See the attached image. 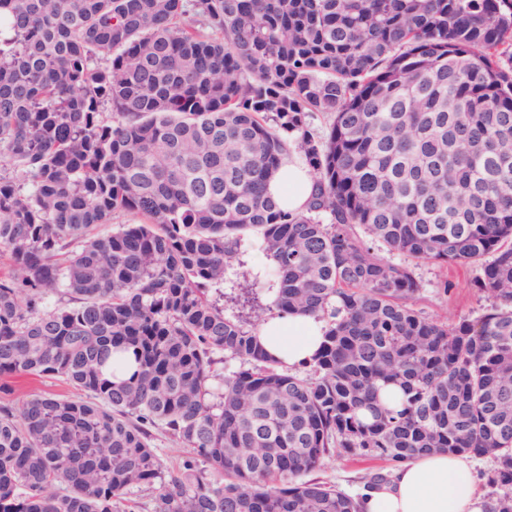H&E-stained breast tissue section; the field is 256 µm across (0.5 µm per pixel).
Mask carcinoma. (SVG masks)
Returning <instances> with one entry per match:
<instances>
[{"instance_id": "1", "label": "carcinoma", "mask_w": 512, "mask_h": 512, "mask_svg": "<svg viewBox=\"0 0 512 512\" xmlns=\"http://www.w3.org/2000/svg\"><path fill=\"white\" fill-rule=\"evenodd\" d=\"M2 18L0 388L85 397L0 401V512H130L135 489L154 512H358L312 478L338 451L489 455V512H512V0H0ZM293 149L303 212L266 192ZM118 213L137 221L98 231ZM251 236L268 310L326 321L302 373L210 299ZM389 253L473 266L493 303L423 317ZM216 353L238 368L216 378ZM155 430L189 449L177 469ZM0 393V399L18 401L33 394L55 396L58 398L79 399L83 392L75 386L58 378H39L25 376L8 383V391Z\"/></svg>"}]
</instances>
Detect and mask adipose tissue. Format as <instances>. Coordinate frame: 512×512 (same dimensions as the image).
Returning <instances> with one entry per match:
<instances>
[{
    "instance_id": "1",
    "label": "adipose tissue",
    "mask_w": 512,
    "mask_h": 512,
    "mask_svg": "<svg viewBox=\"0 0 512 512\" xmlns=\"http://www.w3.org/2000/svg\"><path fill=\"white\" fill-rule=\"evenodd\" d=\"M267 189L281 206L306 210L314 181L300 153L270 180ZM325 323L302 313L271 314L257 334L264 350L291 368L311 360ZM360 512H486L489 501L477 489L472 458L466 454L433 452L399 464L386 480L361 488Z\"/></svg>"
}]
</instances>
